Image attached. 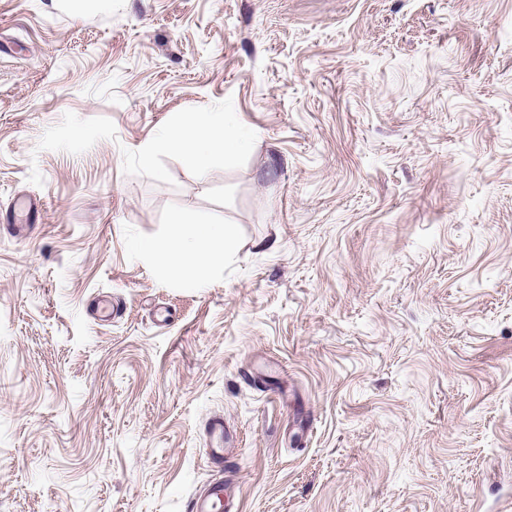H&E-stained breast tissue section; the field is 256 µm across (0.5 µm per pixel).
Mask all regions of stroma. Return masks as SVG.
Instances as JSON below:
<instances>
[{
	"label": "stroma",
	"mask_w": 512,
	"mask_h": 512,
	"mask_svg": "<svg viewBox=\"0 0 512 512\" xmlns=\"http://www.w3.org/2000/svg\"><path fill=\"white\" fill-rule=\"evenodd\" d=\"M253 135L205 175L182 116ZM0 512H512V0H0ZM177 213L235 247L186 287ZM118 303L112 319L97 299ZM251 139V133L238 127L227 113L194 112L176 122L147 150L176 151L189 168L202 176L213 153L220 152L225 157L242 153L249 148ZM205 432L211 440L209 457L216 474L208 486L192 496L190 512H214V502L224 499V479L225 484H229L233 477V467L228 464L233 458L231 447L236 439V431L224 422L222 415H215L205 423Z\"/></svg>",
	"instance_id": "1"
}]
</instances>
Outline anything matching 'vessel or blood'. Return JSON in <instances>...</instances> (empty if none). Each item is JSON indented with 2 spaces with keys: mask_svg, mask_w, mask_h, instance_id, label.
<instances>
[{
  "mask_svg": "<svg viewBox=\"0 0 512 512\" xmlns=\"http://www.w3.org/2000/svg\"><path fill=\"white\" fill-rule=\"evenodd\" d=\"M205 432L211 440L209 457L215 477L208 486L192 496L190 512H213L214 502L224 497V476L231 471L235 430L225 423L223 416L215 415L206 422Z\"/></svg>",
  "mask_w": 512,
  "mask_h": 512,
  "instance_id": "vessel-or-blood-1",
  "label": "vessel or blood"
}]
</instances>
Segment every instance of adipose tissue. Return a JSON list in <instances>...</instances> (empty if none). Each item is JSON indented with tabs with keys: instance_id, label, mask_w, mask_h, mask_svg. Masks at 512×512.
Segmentation results:
<instances>
[{
	"instance_id": "obj_1",
	"label": "adipose tissue",
	"mask_w": 512,
	"mask_h": 512,
	"mask_svg": "<svg viewBox=\"0 0 512 512\" xmlns=\"http://www.w3.org/2000/svg\"><path fill=\"white\" fill-rule=\"evenodd\" d=\"M251 139L250 132L238 127L227 114L194 112L176 122L151 148L178 152L189 168L202 175L213 153L227 157L242 153L249 148ZM173 221L179 226L176 235L144 244L142 251L185 283L201 284L211 265L223 260L233 248V233L228 225L211 224L203 218L188 222L178 214Z\"/></svg>"
}]
</instances>
